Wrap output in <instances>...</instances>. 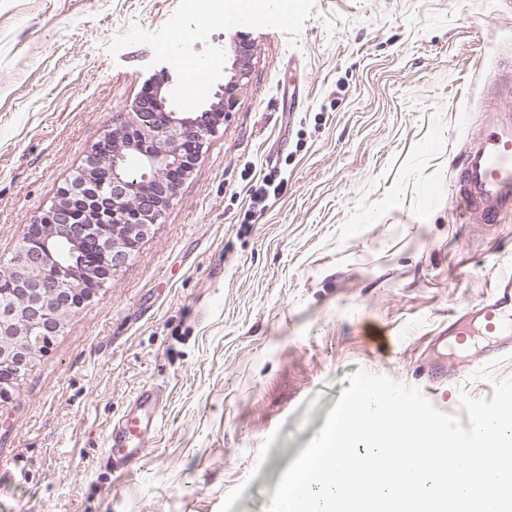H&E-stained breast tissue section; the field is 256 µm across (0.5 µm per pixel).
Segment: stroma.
Masks as SVG:
<instances>
[{
  "label": "stroma",
  "mask_w": 512,
  "mask_h": 512,
  "mask_svg": "<svg viewBox=\"0 0 512 512\" xmlns=\"http://www.w3.org/2000/svg\"><path fill=\"white\" fill-rule=\"evenodd\" d=\"M183 19L181 0H0V265L145 81L169 72L179 112L213 102L235 32L187 40L221 68L198 91L159 51ZM246 35L223 133L0 406V512H266L357 370L463 422L461 394L512 380V356L464 375L485 337L438 339L512 269V214L468 221L451 188L512 65V0H281ZM434 356L460 379L422 374ZM149 388L158 425L113 474L106 434Z\"/></svg>",
  "instance_id": "35a3bbf8"
}]
</instances>
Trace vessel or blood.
<instances>
[{
  "mask_svg": "<svg viewBox=\"0 0 512 512\" xmlns=\"http://www.w3.org/2000/svg\"><path fill=\"white\" fill-rule=\"evenodd\" d=\"M477 109L484 112L485 120L454 167L453 191L470 220L494 224L512 208V109L487 98ZM477 322L492 341L486 357L512 354L511 271L499 275L491 298L477 311ZM136 404L137 412L115 421L106 436L109 456L126 469L139 463L144 438L159 417L153 391H141Z\"/></svg>",
  "mask_w": 512,
  "mask_h": 512,
  "instance_id": "1",
  "label": "vessel or blood"
}]
</instances>
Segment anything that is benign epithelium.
Here are the masks:
<instances>
[{"label": "benign epithelium", "instance_id": "obj_1", "mask_svg": "<svg viewBox=\"0 0 512 512\" xmlns=\"http://www.w3.org/2000/svg\"><path fill=\"white\" fill-rule=\"evenodd\" d=\"M252 46L235 43L232 76L216 102L198 112L166 109L167 73L147 80L128 120L106 133L87 156L81 175L61 187L52 206L28 225L11 261L14 287L0 304V404L12 400L48 334L88 305L137 251L188 179L206 137L223 129L250 76ZM139 156L141 183L126 180L127 160ZM65 232L80 253L75 263L56 257Z\"/></svg>", "mask_w": 512, "mask_h": 512}]
</instances>
